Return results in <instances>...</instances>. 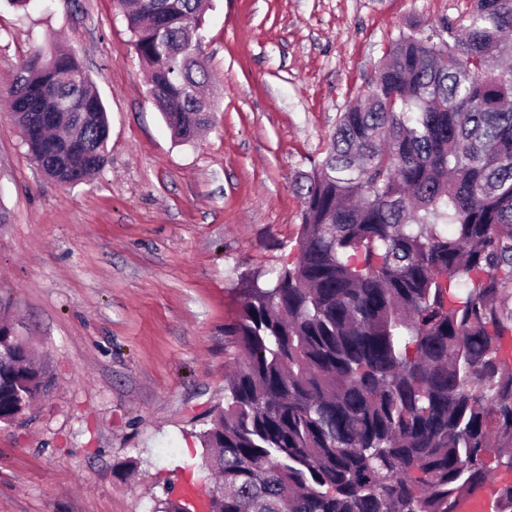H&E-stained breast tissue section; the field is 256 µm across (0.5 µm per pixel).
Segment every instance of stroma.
<instances>
[{
	"instance_id": "stroma-1",
	"label": "stroma",
	"mask_w": 512,
	"mask_h": 512,
	"mask_svg": "<svg viewBox=\"0 0 512 512\" xmlns=\"http://www.w3.org/2000/svg\"><path fill=\"white\" fill-rule=\"evenodd\" d=\"M469 0H211L210 129L176 142L115 0H0V300L49 369L0 423V512H160L210 484L198 439L224 404L238 283L293 260L300 183L410 21ZM61 40L110 117L109 158L62 187L31 162L5 100Z\"/></svg>"
}]
</instances>
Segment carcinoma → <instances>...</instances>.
I'll list each match as a JSON object with an SVG mask.
<instances>
[{
  "mask_svg": "<svg viewBox=\"0 0 512 512\" xmlns=\"http://www.w3.org/2000/svg\"><path fill=\"white\" fill-rule=\"evenodd\" d=\"M173 137L210 126L196 100L210 0H118ZM512 0L388 44L366 102L342 112L301 185L297 258L254 276L239 368L200 435L224 495L214 512H453L512 470ZM10 114L60 186L108 160L105 106L75 55L27 57ZM0 300V422L48 370L17 346Z\"/></svg>",
  "mask_w": 512,
  "mask_h": 512,
  "instance_id": "cac0c4a2",
  "label": "carcinoma"
}]
</instances>
